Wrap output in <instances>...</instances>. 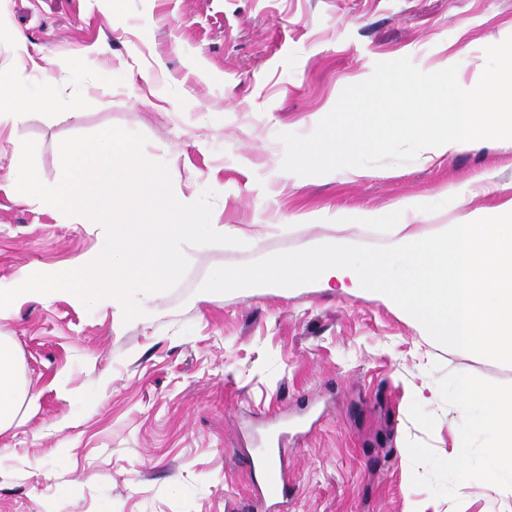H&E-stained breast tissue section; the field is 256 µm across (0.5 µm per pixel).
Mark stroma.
Listing matches in <instances>:
<instances>
[{"label": "stroma", "instance_id": "obj_1", "mask_svg": "<svg viewBox=\"0 0 512 512\" xmlns=\"http://www.w3.org/2000/svg\"><path fill=\"white\" fill-rule=\"evenodd\" d=\"M512 36V0H0V72L49 105L0 123V289L97 257L103 227L21 200V144L42 177L59 143L143 133L173 188L212 189L242 246H184L182 281L143 319L66 294L16 299L0 319L27 400L0 431V512H269L249 468L288 450V512H512L494 495L493 425L457 428L454 387L512 394V365L451 350L374 295L312 283L225 294L210 271L315 246L300 223L401 211L422 233L492 217L512 198V140L321 176L283 171L282 132L309 135L375 63L423 71L454 54L469 86ZM463 457L466 487L448 470Z\"/></svg>", "mask_w": 512, "mask_h": 512}]
</instances>
